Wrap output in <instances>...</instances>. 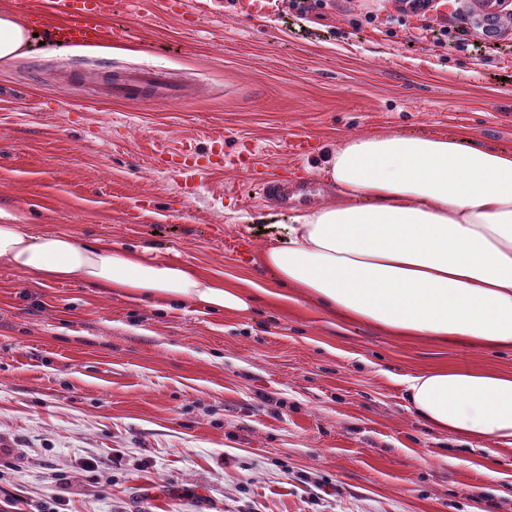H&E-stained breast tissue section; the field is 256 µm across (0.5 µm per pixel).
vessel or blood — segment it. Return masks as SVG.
Segmentation results:
<instances>
[{
    "mask_svg": "<svg viewBox=\"0 0 512 512\" xmlns=\"http://www.w3.org/2000/svg\"><path fill=\"white\" fill-rule=\"evenodd\" d=\"M107 7L108 0H50L49 10L28 11L26 18L32 28L47 29L52 42L62 48L93 47L106 37L117 44L125 42L126 30L113 28L106 32L99 25L98 19ZM100 84L107 95L116 99L146 94L152 100L162 101L192 92L189 84L147 67L104 72ZM155 163L186 181L195 180L202 169L199 156L184 151H159ZM261 187L265 198L283 208L301 199L300 186L278 174L263 179Z\"/></svg>",
    "mask_w": 512,
    "mask_h": 512,
    "instance_id": "1",
    "label": "vessel or blood"
}]
</instances>
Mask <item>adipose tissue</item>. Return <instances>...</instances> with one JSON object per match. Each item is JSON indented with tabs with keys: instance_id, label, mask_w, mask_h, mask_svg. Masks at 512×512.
Wrapping results in <instances>:
<instances>
[{
	"instance_id": "ef3b65f1",
	"label": "adipose tissue",
	"mask_w": 512,
	"mask_h": 512,
	"mask_svg": "<svg viewBox=\"0 0 512 512\" xmlns=\"http://www.w3.org/2000/svg\"><path fill=\"white\" fill-rule=\"evenodd\" d=\"M323 173L334 196L292 216L259 256L270 287L234 288L146 248L35 235L2 209L0 266L205 309L243 312L259 295L310 302L397 337L512 350V149L460 134L354 135ZM406 392L432 429L512 448V374L438 367L408 377Z\"/></svg>"
}]
</instances>
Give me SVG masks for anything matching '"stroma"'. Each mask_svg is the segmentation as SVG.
Masks as SVG:
<instances>
[{"mask_svg":"<svg viewBox=\"0 0 512 512\" xmlns=\"http://www.w3.org/2000/svg\"><path fill=\"white\" fill-rule=\"evenodd\" d=\"M112 0L120 45L46 34L0 61V208L33 233L152 249L231 280L291 215L262 173L310 178L351 135L465 133L512 149V25L496 49L414 39L395 0H331L309 21L280 4ZM376 25H359L365 13ZM166 70L196 88L166 103L100 97L85 76ZM311 148L292 154V135ZM258 164L203 169L185 193L157 150ZM512 373V352L330 323L307 304L246 312L99 294L0 267V512H512V448L430 430L405 376L440 366Z\"/></svg>","mask_w":512,"mask_h":512,"instance_id":"obj_1","label":"stroma"}]
</instances>
